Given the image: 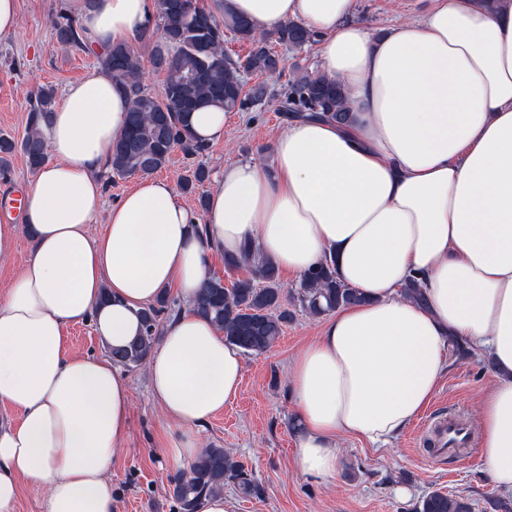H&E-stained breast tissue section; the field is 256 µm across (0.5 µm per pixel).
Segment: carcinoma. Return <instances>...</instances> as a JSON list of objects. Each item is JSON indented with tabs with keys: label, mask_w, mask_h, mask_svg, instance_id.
<instances>
[{
	"label": "carcinoma",
	"mask_w": 512,
	"mask_h": 512,
	"mask_svg": "<svg viewBox=\"0 0 512 512\" xmlns=\"http://www.w3.org/2000/svg\"><path fill=\"white\" fill-rule=\"evenodd\" d=\"M154 2L153 28L143 41L152 45V67L166 75L161 100L148 91L143 63L130 46L118 43L102 51L92 49L78 17L66 5L60 7L53 21L56 43L63 49L77 47L92 53L96 66L111 75L128 103L125 131L112 143V174L148 176L164 168L178 149L188 160L204 153L209 144L191 135L187 120L190 113L204 107L248 112L274 103L286 120L350 122L347 96L340 84L307 73L283 78L284 59L275 46L296 50L315 43L314 33L304 25L289 21L268 34H259L250 21L228 12L220 18L196 0ZM230 37L249 43V53L244 57L232 55L226 48ZM254 73L275 78L280 84L262 80L246 85L244 76ZM55 105L54 87L44 85L31 93L27 130L20 144L0 138L1 176L9 172L6 156L17 148L33 172L47 161L41 126ZM208 179L205 167L191 165L180 189L193 194ZM224 267H247L250 275L229 287L219 276L207 277L195 297L194 310L223 330L227 343L245 354L262 353L295 316L283 303L279 270L250 245L237 255L224 256ZM362 301L363 297L343 283L328 262L305 274L291 293V304L313 317ZM175 311V303L166 294L139 311L140 335L127 347L111 351L112 361L132 369L144 364L160 337L162 316ZM226 481L244 496L259 494L258 484L223 448H204L171 479L179 512H195L197 501L222 492ZM412 512H472V506L462 496L431 491L414 504Z\"/></svg>",
	"instance_id": "obj_1"
}]
</instances>
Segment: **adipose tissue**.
<instances>
[{"label":"adipose tissue","mask_w":512,"mask_h":512,"mask_svg":"<svg viewBox=\"0 0 512 512\" xmlns=\"http://www.w3.org/2000/svg\"><path fill=\"white\" fill-rule=\"evenodd\" d=\"M221 4L261 30L311 29L318 74L344 86L353 118L291 121L270 160L225 164L200 215L143 178L93 235L126 102L98 69L65 89L21 221L0 224V256L19 231L34 244L0 299V405L17 416L0 424V512H15L24 482L44 491V512H114L107 472L129 438V387L110 359L66 352L63 332L89 321L107 349L126 347L139 311L170 287L184 306L148 361L149 388L177 428L165 455L199 453V427L236 395L243 356L193 299L210 255L249 243L297 277L334 259L363 298L288 366L299 473L335 480L342 437L397 438L458 335L492 362L476 430L494 487L512 492V0H429L379 36L355 20L356 0ZM76 9L102 50L140 42L154 0ZM412 280L425 303L404 295Z\"/></svg>","instance_id":"obj_1"}]
</instances>
